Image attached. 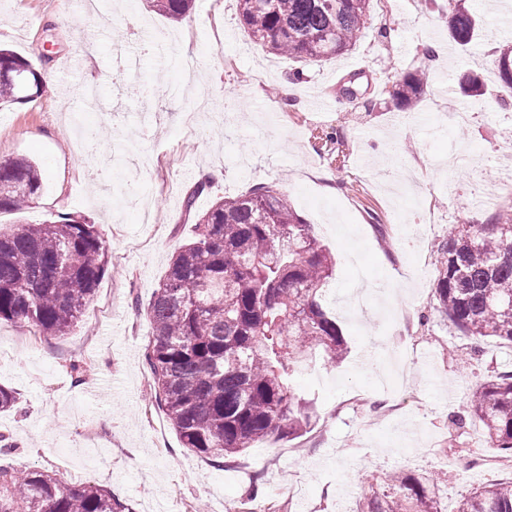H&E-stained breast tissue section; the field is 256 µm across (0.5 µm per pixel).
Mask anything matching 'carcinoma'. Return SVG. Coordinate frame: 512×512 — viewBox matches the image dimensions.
<instances>
[{
	"label": "carcinoma",
	"instance_id": "cac0c4a2",
	"mask_svg": "<svg viewBox=\"0 0 512 512\" xmlns=\"http://www.w3.org/2000/svg\"><path fill=\"white\" fill-rule=\"evenodd\" d=\"M240 20L254 44L297 61L325 62L350 50L367 23L372 0H238ZM453 0L450 42L466 48L476 18ZM158 15L179 21L193 0H146ZM495 65L512 88V40L498 47ZM26 70L29 83L0 77V104H21L39 89L26 59L0 48V69ZM428 76L409 73L394 85L402 107L420 98ZM461 86L485 95L477 74ZM212 180L196 183L185 198L194 233L173 255L149 304L153 339L145 351L152 398L183 447L219 465L258 442L293 440L314 426L312 400L289 380L296 367L322 353L346 354L336 320L321 305L334 265L331 255L276 188L259 186L222 197L203 213L196 197ZM38 166L26 159L0 162V214L19 212L39 197ZM111 262L109 247L86 217L61 214L46 224H18L0 232V321L63 336L94 298ZM437 310L477 340L512 345V218L456 224L438 249ZM18 393L0 385V412L18 407ZM470 418L486 442L512 456V370L503 369L468 397ZM435 473L393 471L368 485L357 512H438ZM0 512H133L125 501L90 484L58 482L47 470L19 474L0 464ZM457 512H512V478L477 488Z\"/></svg>",
	"mask_w": 512,
	"mask_h": 512
}]
</instances>
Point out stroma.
<instances>
[{
  "label": "stroma",
  "instance_id": "35a3bbf8",
  "mask_svg": "<svg viewBox=\"0 0 512 512\" xmlns=\"http://www.w3.org/2000/svg\"><path fill=\"white\" fill-rule=\"evenodd\" d=\"M479 34L463 52L448 49V0H374L348 54L326 64L278 58L247 36L236 0H195L185 20L168 21L143 0H0V46L54 73L23 104L0 110V161L38 165L42 188L20 214H0V229L78 213L97 224L112 253L94 299L64 336L16 337L0 356V384L20 394L19 410L0 412V432L18 441L10 464L49 469L59 482L95 484L135 512H225L244 505L251 484L270 512H355L373 476L394 469L440 471L441 512H456L476 487L512 477L480 465L489 455L478 422L465 416L470 390L512 367V347L474 342L435 303L437 250L458 223L482 224L512 211V186L496 208L479 206L487 182L501 178L496 158L512 148V98L498 78L494 49L507 20L470 0ZM170 36L154 48L140 22ZM97 41L91 67L65 71L75 43ZM141 58L118 71L114 51ZM416 69L429 81L412 108L396 105L392 81ZM480 74L487 93L461 95L457 78ZM107 111L89 108L91 75ZM294 87L283 96V86ZM353 87L356 98L343 95ZM83 110L104 135L93 151L73 148L68 115ZM215 198L273 185L335 258L322 306L347 343L344 361L317 360L293 374L294 390L314 402L312 429L262 443L237 465L220 467L183 448L161 407L149 399L144 351L152 338L148 304L192 227L184 197L203 176ZM373 282L388 290H370ZM411 308L406 354L386 339ZM93 374L74 385L69 365Z\"/></svg>",
  "mask_w": 512,
  "mask_h": 512
}]
</instances>
